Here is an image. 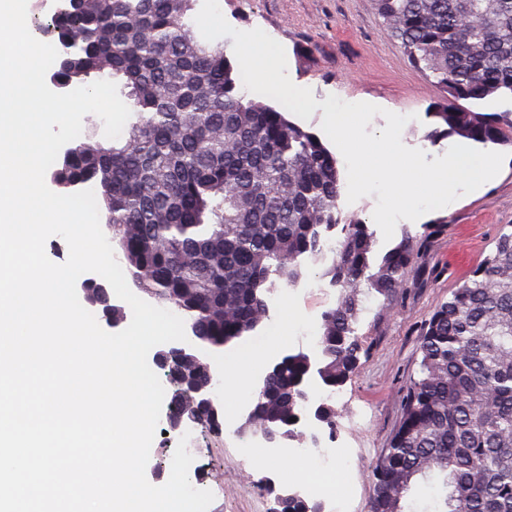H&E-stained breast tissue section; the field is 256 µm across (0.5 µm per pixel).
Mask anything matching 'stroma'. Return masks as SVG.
Listing matches in <instances>:
<instances>
[{"instance_id":"1","label":"stroma","mask_w":512,"mask_h":512,"mask_svg":"<svg viewBox=\"0 0 512 512\" xmlns=\"http://www.w3.org/2000/svg\"><path fill=\"white\" fill-rule=\"evenodd\" d=\"M219 5L236 29L259 28L281 43L289 78L310 88L319 103L331 94L345 101L367 100L407 116L402 141L423 150L426 161L446 153L448 141L433 144L424 138L431 125L426 112L439 91L385 31L372 0H219ZM504 153L500 173L483 189L421 220L396 225L392 237L396 243L406 235L420 234L426 224L431 233L396 294L388 300L379 295L364 300L358 323L359 364L335 404L336 442L356 462L355 483L347 490L350 512H370L372 471L387 453L401 420L407 388L418 370L423 323L468 279L504 225L512 224V148ZM332 258L328 252L318 260H306L298 289L289 292L277 286L269 320L243 337L242 345L263 342L287 303L295 309L296 319L288 336L268 351L266 364L289 352L313 353L301 327L309 320L320 322L323 312L338 301V289L323 276ZM192 439L199 450V468L190 471L189 480L195 488L213 493L208 512H269V495L253 488L252 479H266L277 490L293 484L277 466L243 467V450L233 429L215 439L197 427Z\"/></svg>"}]
</instances>
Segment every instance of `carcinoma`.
Masks as SVG:
<instances>
[{"mask_svg":"<svg viewBox=\"0 0 512 512\" xmlns=\"http://www.w3.org/2000/svg\"><path fill=\"white\" fill-rule=\"evenodd\" d=\"M197 0H61L41 33L58 50L52 80L67 92L105 75L121 83L136 116L121 142L78 141L54 163L59 193L94 184L137 287L179 310L211 347L249 335L267 318L277 283L295 288L303 260L333 253L325 275L340 289L322 315L315 357L283 356L256 390L239 433L304 439L306 390H332L358 366L363 297L391 296L429 233L406 235L382 256L364 221L342 215L343 180L321 138L287 109L241 93L224 43L187 24ZM409 62L440 91L425 138L512 146V0H373ZM417 378L388 453L373 473L370 512H413L417 480L440 487L434 512H512V229L421 328ZM169 406L194 412L219 437L224 415L197 390L209 367L172 354L163 368ZM319 421L335 433L336 409ZM277 512L318 500L277 493Z\"/></svg>","mask_w":512,"mask_h":512,"instance_id":"cac0c4a2","label":"carcinoma"}]
</instances>
